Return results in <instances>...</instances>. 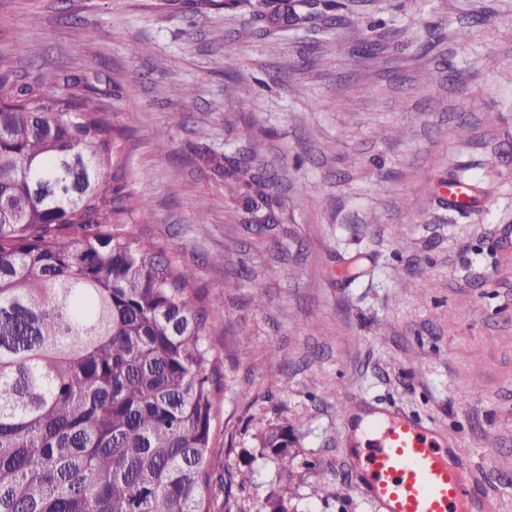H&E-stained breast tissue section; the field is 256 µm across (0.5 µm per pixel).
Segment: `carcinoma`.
<instances>
[{
  "label": "carcinoma",
  "mask_w": 512,
  "mask_h": 512,
  "mask_svg": "<svg viewBox=\"0 0 512 512\" xmlns=\"http://www.w3.org/2000/svg\"><path fill=\"white\" fill-rule=\"evenodd\" d=\"M27 67L20 50L0 64V512H213L221 299L144 239L124 130L75 92L86 78ZM289 435L267 426L258 453Z\"/></svg>",
  "instance_id": "obj_1"
}]
</instances>
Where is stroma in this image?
I'll use <instances>...</instances> for the list:
<instances>
[{
  "mask_svg": "<svg viewBox=\"0 0 512 512\" xmlns=\"http://www.w3.org/2000/svg\"><path fill=\"white\" fill-rule=\"evenodd\" d=\"M20 46L31 75L95 78L146 234L223 300L215 512H266L283 484L285 512H375L349 475L354 398L432 420L512 512V0H339L298 29L224 0H0V56ZM210 150L269 164L273 230H247ZM461 168L486 193L465 215L439 196ZM271 423L287 457L257 452Z\"/></svg>",
  "mask_w": 512,
  "mask_h": 512,
  "instance_id": "obj_1",
  "label": "stroma"
}]
</instances>
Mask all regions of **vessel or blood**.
Here are the masks:
<instances>
[{"instance_id":"1","label":"vessel or blood","mask_w":512,"mask_h":512,"mask_svg":"<svg viewBox=\"0 0 512 512\" xmlns=\"http://www.w3.org/2000/svg\"><path fill=\"white\" fill-rule=\"evenodd\" d=\"M472 182H449V205H474ZM345 416L351 473L377 512H495L486 489L469 472L468 453L420 417L349 402Z\"/></svg>"}]
</instances>
